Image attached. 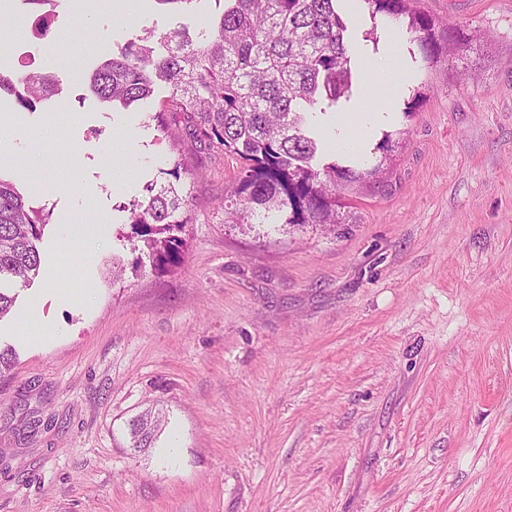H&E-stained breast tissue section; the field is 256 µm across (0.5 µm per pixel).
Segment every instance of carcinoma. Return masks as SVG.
I'll return each mask as SVG.
<instances>
[{
    "instance_id": "carcinoma-1",
    "label": "carcinoma",
    "mask_w": 512,
    "mask_h": 512,
    "mask_svg": "<svg viewBox=\"0 0 512 512\" xmlns=\"http://www.w3.org/2000/svg\"><path fill=\"white\" fill-rule=\"evenodd\" d=\"M358 3L373 20L364 38L378 46L377 18L405 29L411 55L431 64L451 45L470 40L416 5V0H224L208 33L184 29L137 36L112 48L90 76L100 100L127 107L168 86L175 111L192 123L193 134L242 160L224 208L226 224L296 227L318 224L330 230L345 223L344 191L384 171L395 147L382 132L381 159L362 166L342 164L310 128L312 113L334 111L349 102L360 81L341 5ZM55 76L0 73V93L23 108L50 94ZM135 200L129 220L143 239L151 267L165 271L181 262V234L188 217L187 192L169 182L147 188ZM48 215L30 206L14 183L0 177V279L30 283L41 269L36 242ZM163 426L162 411L148 407L129 421L133 448H150Z\"/></svg>"
}]
</instances>
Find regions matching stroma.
<instances>
[{
  "mask_svg": "<svg viewBox=\"0 0 512 512\" xmlns=\"http://www.w3.org/2000/svg\"><path fill=\"white\" fill-rule=\"evenodd\" d=\"M420 6L472 45L403 54L428 96L327 234L225 223L241 163L166 85L118 109L87 86L114 43L198 34L217 0H55L81 76L31 110L0 96V175L48 216L39 277L0 281V512H512V0ZM23 8L0 0V72L23 68ZM174 167L186 245L156 272L126 208ZM152 403L165 429L138 453ZM130 448H151L163 426V415L156 407H147L129 421Z\"/></svg>",
  "mask_w": 512,
  "mask_h": 512,
  "instance_id": "35a3bbf8",
  "label": "stroma"
}]
</instances>
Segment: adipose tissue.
I'll list each match as a JSON object with an SVG mask.
<instances>
[{"instance_id":"1","label":"adipose tissue","mask_w":512,"mask_h":512,"mask_svg":"<svg viewBox=\"0 0 512 512\" xmlns=\"http://www.w3.org/2000/svg\"><path fill=\"white\" fill-rule=\"evenodd\" d=\"M401 43V34L392 32L386 52L368 58L367 89L354 117L312 114L313 122L330 128L336 149L363 155L369 139L394 120L395 105L408 91L400 64Z\"/></svg>"}]
</instances>
